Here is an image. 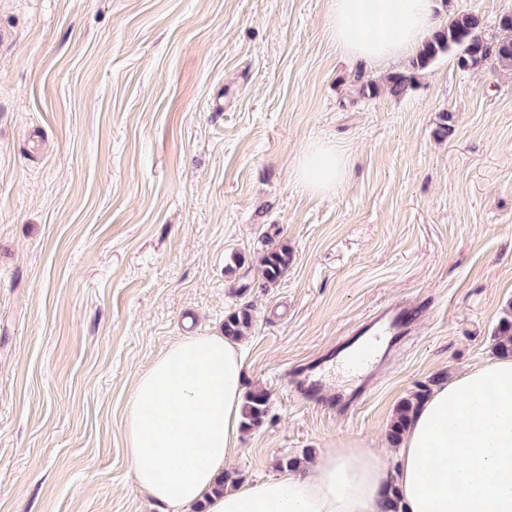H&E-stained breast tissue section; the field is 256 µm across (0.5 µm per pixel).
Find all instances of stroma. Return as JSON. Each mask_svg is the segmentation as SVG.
I'll list each match as a JSON object with an SVG mask.
<instances>
[{
  "instance_id": "obj_1",
  "label": "stroma",
  "mask_w": 512,
  "mask_h": 512,
  "mask_svg": "<svg viewBox=\"0 0 512 512\" xmlns=\"http://www.w3.org/2000/svg\"><path fill=\"white\" fill-rule=\"evenodd\" d=\"M327 0H0V512H161L123 423L137 374L250 307L244 387L270 394L231 470L252 486L336 441L380 444L429 380L493 358L512 304V67L438 58L407 96L360 95L402 62L340 55ZM512 0H444L434 24ZM455 131L439 139L441 113ZM349 155L331 197L297 187L313 142ZM288 246L267 283L261 258ZM409 336L350 407L297 401L377 308Z\"/></svg>"
}]
</instances>
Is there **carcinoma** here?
<instances>
[{
	"mask_svg": "<svg viewBox=\"0 0 512 512\" xmlns=\"http://www.w3.org/2000/svg\"><path fill=\"white\" fill-rule=\"evenodd\" d=\"M499 33L486 36L483 18L472 11H461L436 26L418 54L401 70L390 73L381 81H367L361 85L364 96H374L385 89L393 98H400L412 91L418 77L438 57L456 52L457 65L462 70L480 67V63L512 67V14L505 13L498 20ZM292 262V254L284 246L273 247L262 258L263 277L268 283L276 282ZM253 326V316L243 308L224 317V336L238 340L248 335ZM496 353L512 354V308L506 311L494 336ZM428 389L422 387L411 397L401 401L390 423L388 438L395 444L400 441L410 416ZM269 393L255 388L245 394L241 427L246 431L263 425L269 412Z\"/></svg>",
	"mask_w": 512,
	"mask_h": 512,
	"instance_id": "carcinoma-1",
	"label": "carcinoma"
}]
</instances>
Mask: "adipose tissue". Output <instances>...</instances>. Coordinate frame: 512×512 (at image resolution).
<instances>
[{
	"mask_svg": "<svg viewBox=\"0 0 512 512\" xmlns=\"http://www.w3.org/2000/svg\"><path fill=\"white\" fill-rule=\"evenodd\" d=\"M336 49L367 63L418 51L438 0H327ZM345 155L322 142L292 179L332 196ZM244 361L221 336L171 344L141 371L125 423L138 487L166 512H512V357L477 363L424 398L394 460L357 440L338 442L308 470L254 486L213 489L240 433Z\"/></svg>",
	"mask_w": 512,
	"mask_h": 512,
	"instance_id": "1",
	"label": "adipose tissue"
}]
</instances>
